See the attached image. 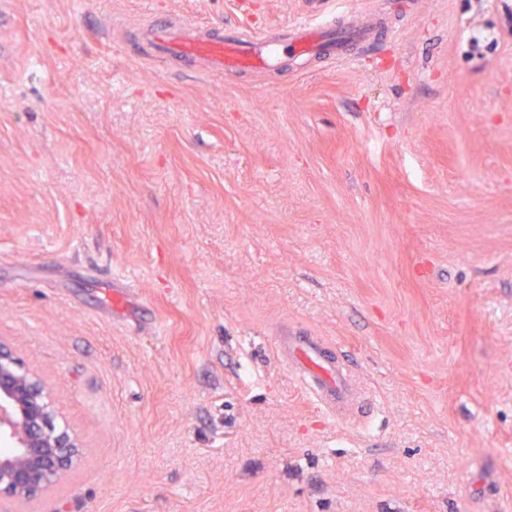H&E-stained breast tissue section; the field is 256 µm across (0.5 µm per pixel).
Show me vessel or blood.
Instances as JSON below:
<instances>
[{
	"mask_svg": "<svg viewBox=\"0 0 512 512\" xmlns=\"http://www.w3.org/2000/svg\"><path fill=\"white\" fill-rule=\"evenodd\" d=\"M153 57H177L203 64L206 71L234 77L246 71L276 68L285 54L339 58L346 31L333 20L299 19L277 32L251 35L223 26L199 29L184 19L148 27ZM281 360L300 381L317 407L336 420L362 424L372 412L364 389L349 366L324 340L312 336H283L277 345Z\"/></svg>",
	"mask_w": 512,
	"mask_h": 512,
	"instance_id": "vessel-or-blood-1",
	"label": "vessel or blood"
}]
</instances>
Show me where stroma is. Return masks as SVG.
Listing matches in <instances>:
<instances>
[{
  "label": "stroma",
  "instance_id": "stroma-1",
  "mask_svg": "<svg viewBox=\"0 0 512 512\" xmlns=\"http://www.w3.org/2000/svg\"><path fill=\"white\" fill-rule=\"evenodd\" d=\"M326 7L378 40L232 80L147 59L151 19ZM326 7L0 0V339L83 444L13 512H512V0ZM291 332L369 421L321 415ZM277 352L317 407L336 420L362 424L371 415L366 392L338 350L312 336H280Z\"/></svg>",
  "mask_w": 512,
  "mask_h": 512
}]
</instances>
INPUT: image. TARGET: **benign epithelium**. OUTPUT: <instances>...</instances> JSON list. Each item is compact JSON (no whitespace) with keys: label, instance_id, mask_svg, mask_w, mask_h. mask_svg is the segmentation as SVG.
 <instances>
[{"label":"benign epithelium","instance_id":"obj_1","mask_svg":"<svg viewBox=\"0 0 512 512\" xmlns=\"http://www.w3.org/2000/svg\"><path fill=\"white\" fill-rule=\"evenodd\" d=\"M0 437L14 448L0 454V499L48 492L80 459L82 444L58 422L42 376L0 340Z\"/></svg>","mask_w":512,"mask_h":512}]
</instances>
